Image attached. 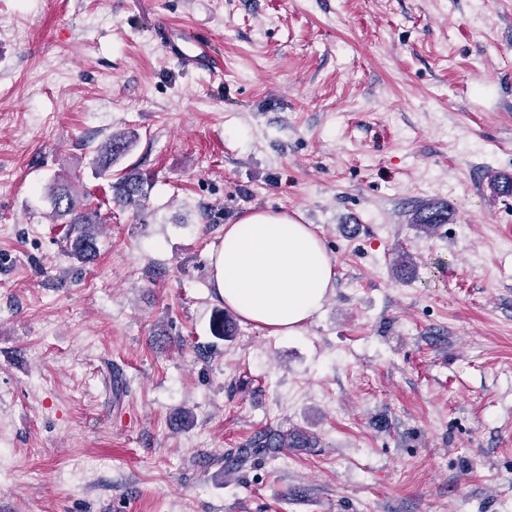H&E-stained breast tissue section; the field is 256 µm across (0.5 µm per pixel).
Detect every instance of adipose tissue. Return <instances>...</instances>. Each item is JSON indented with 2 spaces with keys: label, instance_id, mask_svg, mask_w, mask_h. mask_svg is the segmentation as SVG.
<instances>
[{
  "label": "adipose tissue",
  "instance_id": "obj_1",
  "mask_svg": "<svg viewBox=\"0 0 512 512\" xmlns=\"http://www.w3.org/2000/svg\"><path fill=\"white\" fill-rule=\"evenodd\" d=\"M212 284L226 308L274 335H291L322 307L334 277L309 225L252 210L224 227L213 252Z\"/></svg>",
  "mask_w": 512,
  "mask_h": 512
}]
</instances>
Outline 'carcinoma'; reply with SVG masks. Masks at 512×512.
Here are the masks:
<instances>
[{
  "label": "carcinoma",
  "instance_id": "cac0c4a2",
  "mask_svg": "<svg viewBox=\"0 0 512 512\" xmlns=\"http://www.w3.org/2000/svg\"><path fill=\"white\" fill-rule=\"evenodd\" d=\"M133 135L127 132L115 133L96 150L93 164L102 172L108 171L112 164L125 156L132 147ZM147 178L136 169H132L111 184L116 197L126 207L140 209L147 197ZM53 205L55 223L65 225L63 240L69 243L70 255L89 260L98 252L96 225L100 223L98 208L93 206L92 198L80 196L74 186L67 181L55 182L49 190ZM415 224L429 230L438 224L448 222V208L440 204H429L414 214ZM308 436L299 430H268L257 435L246 447L236 451V459L245 463L249 459L266 453L271 448H305Z\"/></svg>",
  "mask_w": 512,
  "mask_h": 512
}]
</instances>
